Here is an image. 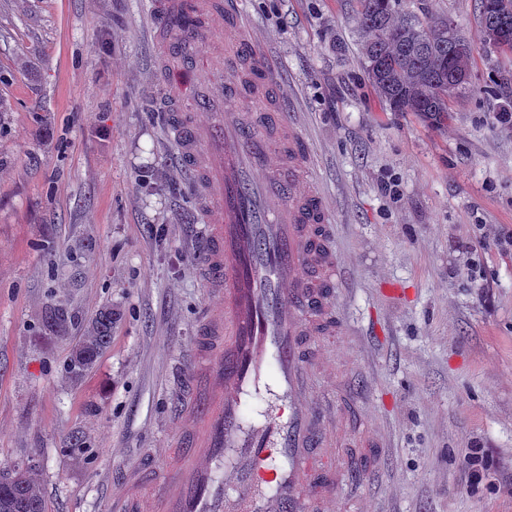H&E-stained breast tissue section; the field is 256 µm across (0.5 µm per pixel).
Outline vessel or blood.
<instances>
[{
	"mask_svg": "<svg viewBox=\"0 0 512 512\" xmlns=\"http://www.w3.org/2000/svg\"><path fill=\"white\" fill-rule=\"evenodd\" d=\"M211 13L223 30L208 28ZM147 24L174 103L164 134L200 224L195 263L223 309L197 327L190 392L176 408L190 429L163 463L130 468L110 508L330 512L336 493L316 451L333 442L340 413L364 406L313 384L318 340L347 333L334 299L346 276L303 131L269 105L279 68L242 0H152Z\"/></svg>",
	"mask_w": 512,
	"mask_h": 512,
	"instance_id": "obj_1",
	"label": "vessel or blood"
}]
</instances>
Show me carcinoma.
Here are the masks:
<instances>
[{
    "mask_svg": "<svg viewBox=\"0 0 512 512\" xmlns=\"http://www.w3.org/2000/svg\"><path fill=\"white\" fill-rule=\"evenodd\" d=\"M495 19L479 13L483 33L495 24L512 27V0H499ZM357 20L366 35L362 55L369 83L393 112H449L452 96L472 86L473 49L446 17L416 19L403 0H358ZM112 339V308L101 309L73 348L66 372L78 378L91 369ZM0 512H46L38 465L19 462L0 481Z\"/></svg>",
    "mask_w": 512,
    "mask_h": 512,
    "instance_id": "obj_1",
    "label": "carcinoma"
}]
</instances>
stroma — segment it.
I'll list each match as a JSON object with an SVG mask.
<instances>
[{
	"mask_svg": "<svg viewBox=\"0 0 512 512\" xmlns=\"http://www.w3.org/2000/svg\"><path fill=\"white\" fill-rule=\"evenodd\" d=\"M313 149L360 345L325 349L319 391L364 401L373 469L338 437V512H512V54L480 49L476 0H407L476 45L441 120L371 89L356 0H243ZM138 0H0V468L39 464L48 512H109L127 466L161 458L197 322L194 206L163 132ZM112 340L69 378L102 307ZM68 311L61 332L46 311ZM86 451L70 452L72 438ZM480 449L476 478L465 457Z\"/></svg>",
	"mask_w": 512,
	"mask_h": 512,
	"instance_id": "stroma-1",
	"label": "stroma"
}]
</instances>
